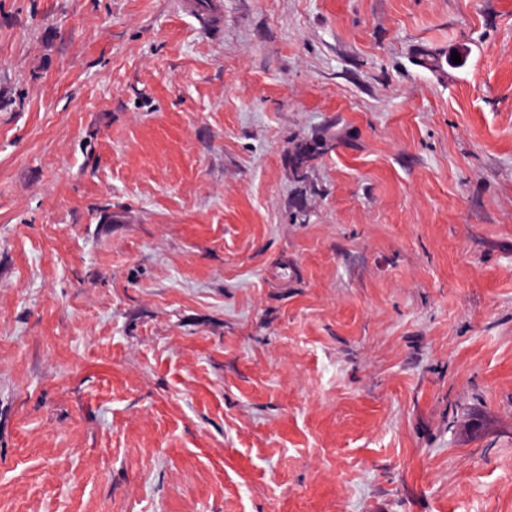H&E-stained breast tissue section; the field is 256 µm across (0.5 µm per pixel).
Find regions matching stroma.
Returning a JSON list of instances; mask_svg holds the SVG:
<instances>
[{"label": "stroma", "instance_id": "35a3bbf8", "mask_svg": "<svg viewBox=\"0 0 512 512\" xmlns=\"http://www.w3.org/2000/svg\"><path fill=\"white\" fill-rule=\"evenodd\" d=\"M0 512H512V0H0Z\"/></svg>", "mask_w": 512, "mask_h": 512}]
</instances>
